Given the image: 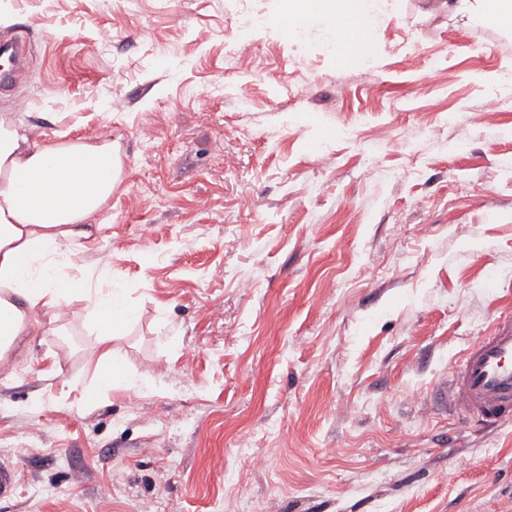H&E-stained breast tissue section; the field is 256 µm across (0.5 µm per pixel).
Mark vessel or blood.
Returning <instances> with one entry per match:
<instances>
[{"label":"vessel or blood","instance_id":"b4317fda","mask_svg":"<svg viewBox=\"0 0 512 512\" xmlns=\"http://www.w3.org/2000/svg\"><path fill=\"white\" fill-rule=\"evenodd\" d=\"M0 87L10 88L26 66V44L19 32L0 34ZM430 396L438 409H453L486 429L512 420V312L503 311L491 331L466 350L449 382L435 387ZM20 475L11 464L0 463V501L13 499Z\"/></svg>","mask_w":512,"mask_h":512}]
</instances>
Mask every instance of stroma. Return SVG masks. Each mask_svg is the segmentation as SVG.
<instances>
[{
  "label": "stroma",
  "instance_id": "obj_1",
  "mask_svg": "<svg viewBox=\"0 0 512 512\" xmlns=\"http://www.w3.org/2000/svg\"><path fill=\"white\" fill-rule=\"evenodd\" d=\"M284 7L0 0L33 48L0 114L123 146L72 272L138 312L114 342L131 389L98 385L81 303L19 338L0 512H512V423L428 398L512 308V28L387 0L367 63L323 24L242 25ZM20 475L9 463H0V501L13 499L18 492Z\"/></svg>",
  "mask_w": 512,
  "mask_h": 512
}]
</instances>
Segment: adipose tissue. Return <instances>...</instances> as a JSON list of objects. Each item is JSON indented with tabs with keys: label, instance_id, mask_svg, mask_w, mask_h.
I'll use <instances>...</instances> for the list:
<instances>
[{
	"label": "adipose tissue",
	"instance_id": "ef3b65f1",
	"mask_svg": "<svg viewBox=\"0 0 512 512\" xmlns=\"http://www.w3.org/2000/svg\"><path fill=\"white\" fill-rule=\"evenodd\" d=\"M372 0H287L284 31L294 18L338 26L356 19L371 31ZM122 150L109 139L68 143L30 142L0 118V361H6L37 311L61 318L73 302L84 303L104 386L133 387L114 376L116 337L137 312L124 288H99L92 275H71L76 253L98 243V216L120 183Z\"/></svg>",
	"mask_w": 512,
	"mask_h": 512
}]
</instances>
